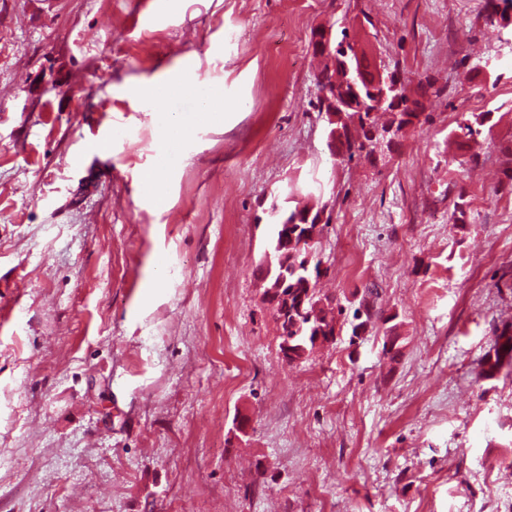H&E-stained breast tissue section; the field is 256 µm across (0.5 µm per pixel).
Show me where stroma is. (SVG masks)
I'll list each match as a JSON object with an SVG mask.
<instances>
[{
  "mask_svg": "<svg viewBox=\"0 0 512 512\" xmlns=\"http://www.w3.org/2000/svg\"><path fill=\"white\" fill-rule=\"evenodd\" d=\"M483 2L0 0V512H512V367L483 375L512 328V27ZM321 23L439 88L390 146L333 161ZM188 66L164 111L131 93ZM290 182L343 309L294 364L254 274Z\"/></svg>",
  "mask_w": 512,
  "mask_h": 512,
  "instance_id": "35a3bbf8",
  "label": "stroma"
}]
</instances>
